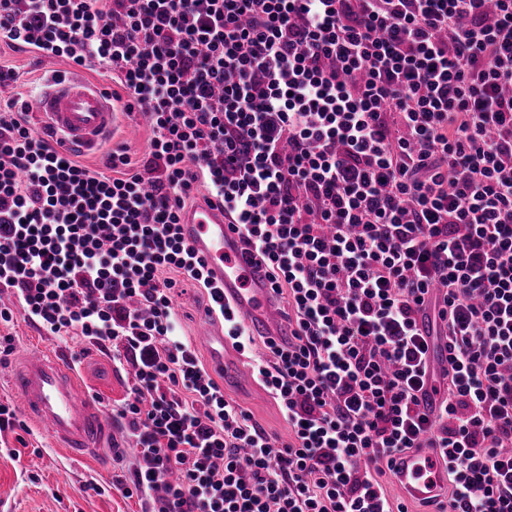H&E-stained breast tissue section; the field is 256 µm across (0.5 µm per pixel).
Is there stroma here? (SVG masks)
Instances as JSON below:
<instances>
[{
  "label": "stroma",
  "instance_id": "stroma-1",
  "mask_svg": "<svg viewBox=\"0 0 512 512\" xmlns=\"http://www.w3.org/2000/svg\"><path fill=\"white\" fill-rule=\"evenodd\" d=\"M0 64L11 67L18 75L15 82L0 87V106L15 101L34 106L40 89L50 81L51 73L43 67L40 56L25 48L0 43ZM135 137H128V129ZM152 130L139 114L123 116L100 152L85 156L90 168L101 169L104 153L124 146L132 159H142L148 149ZM0 304L13 308L11 322L0 324V336L11 337L14 351L49 349L75 363L81 374L90 376L88 391L102 407L111 408L130 391L133 376L128 368L116 369L110 355L100 352L87 341L76 337L67 341L50 336L25 319L10 292L0 293ZM207 297L203 291L186 288L176 299L175 311L183 334L194 341L201 360H208V350L198 339V325ZM213 378L224 385L227 399L247 410L267 433L287 439L288 424L276 402L254 383L240 384L213 371ZM113 446L104 459L77 461L60 448L36 424H29L23 437L7 433L5 447H0V512H141L137 497L125 496L137 451L123 426H114Z\"/></svg>",
  "mask_w": 512,
  "mask_h": 512
}]
</instances>
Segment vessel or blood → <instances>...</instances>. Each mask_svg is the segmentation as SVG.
<instances>
[{
	"label": "vessel or blood",
	"mask_w": 512,
	"mask_h": 512,
	"mask_svg": "<svg viewBox=\"0 0 512 512\" xmlns=\"http://www.w3.org/2000/svg\"><path fill=\"white\" fill-rule=\"evenodd\" d=\"M38 126L50 129L64 152L96 151L113 129L118 113L102 89L70 73L47 83L37 100ZM181 234L206 262L210 279L224 291L251 336L283 338L287 331L269 282L244 254L241 236L219 207L201 205L183 215ZM9 382L24 415L43 425L71 457L86 458L112 445V419L92 399L61 354H22ZM398 480L408 498L428 501L448 482L439 449L398 454Z\"/></svg>",
	"instance_id": "vessel-or-blood-1"
}]
</instances>
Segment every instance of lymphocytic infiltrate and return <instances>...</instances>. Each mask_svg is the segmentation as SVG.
<instances>
[{"label":"lymphocytic infiltrate","instance_id":"obj_1","mask_svg":"<svg viewBox=\"0 0 512 512\" xmlns=\"http://www.w3.org/2000/svg\"><path fill=\"white\" fill-rule=\"evenodd\" d=\"M0 42L110 73L152 129L99 171L0 111V288L133 368L142 512H408L381 478L413 448L435 512H512V0H0ZM201 188L288 299L252 364L287 441L179 332L188 284L254 342L181 236Z\"/></svg>","mask_w":512,"mask_h":512}]
</instances>
